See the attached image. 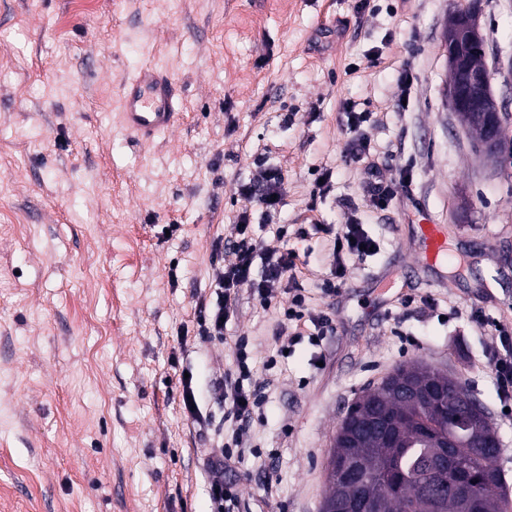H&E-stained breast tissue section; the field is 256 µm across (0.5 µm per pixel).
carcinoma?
<instances>
[{
	"mask_svg": "<svg viewBox=\"0 0 512 512\" xmlns=\"http://www.w3.org/2000/svg\"><path fill=\"white\" fill-rule=\"evenodd\" d=\"M473 64L486 61L485 42L479 37L467 43ZM393 374L412 381L416 386H434L439 394L426 405L402 400L389 386V378L363 390L348 408L336 430V447L329 463L336 469L352 466L364 469V482L353 487L341 481L329 482L324 512H352L356 504H365L367 512H463L462 496L477 502V512H512V499L506 480L494 466V457L480 448L461 445L449 449L451 464H432L435 449L419 435L418 426L406 416L421 413L446 433L466 401L448 396V373L427 364L411 363L397 367ZM485 408L469 414V424L480 443L494 441ZM399 423L402 440H386L375 433L360 430L373 414Z\"/></svg>",
	"mask_w": 512,
	"mask_h": 512,
	"instance_id": "cac0c4a2",
	"label": "carcinoma"
}]
</instances>
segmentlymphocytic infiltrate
<instances>
[{
    "label": "lymphocytic infiltrate",
    "mask_w": 512,
    "mask_h": 512,
    "mask_svg": "<svg viewBox=\"0 0 512 512\" xmlns=\"http://www.w3.org/2000/svg\"><path fill=\"white\" fill-rule=\"evenodd\" d=\"M381 117L370 112L356 111L354 106L343 108V124L350 136L343 155L346 160L359 162L371 156L373 148L368 129L380 125ZM284 175L281 170L257 163L252 177L241 182L236 192L243 199L265 211L277 210L283 192ZM322 232L332 242L334 268L324 279L321 290L330 297L338 295L346 285L345 261L351 257L363 258L376 253L379 245L356 220L335 225L325 224ZM236 236L223 241L216 240L211 252V264L216 274L211 282L209 298L195 304V328L199 336L223 339L225 321L235 312L241 290H249L263 306L287 299L288 306L277 324L276 335L283 338L286 347H293L302 338L320 343L336 331L333 318L325 312L311 311L306 297L298 288H285L284 283L293 279L297 267V254L288 246L286 231H277L273 240H257L251 235L248 215H241L235 226ZM232 250L235 261L225 264V250ZM471 323L495 332L498 346L489 354V363L503 405L512 404V328L486 315L482 307L471 306L468 312ZM252 353L247 339L236 343L235 368L214 384L217 400L223 402L228 417L236 426L230 442L212 448L209 452L205 473L208 481L210 512H233L238 490L227 481L224 472L236 454H244L252 448L253 440L247 427L249 419L263 410L266 396L250 386Z\"/></svg>",
    "instance_id": "1"
}]
</instances>
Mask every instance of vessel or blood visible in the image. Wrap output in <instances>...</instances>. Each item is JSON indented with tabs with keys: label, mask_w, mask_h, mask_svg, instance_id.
I'll return each instance as SVG.
<instances>
[{
	"label": "vessel or blood",
	"mask_w": 512,
	"mask_h": 512,
	"mask_svg": "<svg viewBox=\"0 0 512 512\" xmlns=\"http://www.w3.org/2000/svg\"><path fill=\"white\" fill-rule=\"evenodd\" d=\"M180 88L170 73L147 62L125 81L122 88L121 123L142 142L170 130L180 118ZM415 249L422 264L447 261L448 236L443 225H420Z\"/></svg>",
	"instance_id": "1"
}]
</instances>
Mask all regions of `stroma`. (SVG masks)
Masks as SVG:
<instances>
[{"mask_svg":"<svg viewBox=\"0 0 512 512\" xmlns=\"http://www.w3.org/2000/svg\"><path fill=\"white\" fill-rule=\"evenodd\" d=\"M465 3L0 0V512H209L210 441L180 379L192 374L203 413L231 434L210 385L242 336L268 402L249 423L255 449L228 473L234 512H320L346 408L411 362L450 372L487 407L512 485V419L487 362L499 340L465 318L476 304L512 325V176L474 155L445 105L440 44ZM479 24L487 61L512 55V0H482ZM150 59L179 84L183 115L141 145L120 95ZM347 104L384 115L359 163L343 158ZM259 159L286 178L267 217L235 193ZM322 168L331 188L314 202ZM373 169L394 183L382 212L363 197ZM246 210L266 240L281 224L353 218L378 241L347 260L330 299L327 236L289 237L297 284L335 318L322 345L281 356L277 307L246 290L223 340L182 335L210 294L215 239ZM426 219L447 226L454 263L417 260ZM181 397H182V405L184 413L190 418L194 425L199 427V430L208 429L210 422L208 416L203 414L200 409L197 393L195 388L192 385V376L189 378L181 379ZM192 404H195V407H192Z\"/></svg>","mask_w":512,"mask_h":512,"instance_id":"stroma-1","label":"stroma"}]
</instances>
